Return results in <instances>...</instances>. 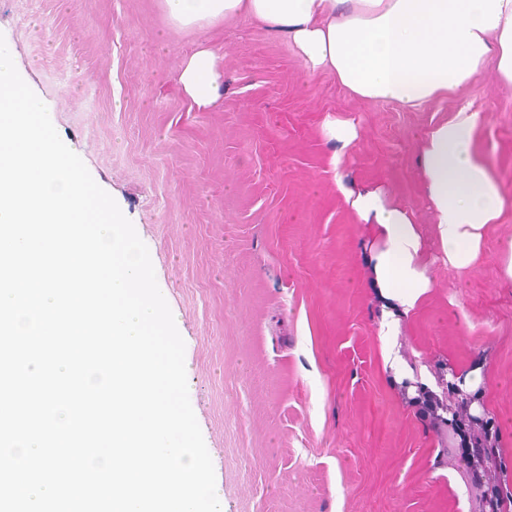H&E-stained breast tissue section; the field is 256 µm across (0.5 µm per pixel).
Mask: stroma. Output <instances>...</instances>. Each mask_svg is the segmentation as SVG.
I'll return each instance as SVG.
<instances>
[{"label": "stroma", "mask_w": 512, "mask_h": 512, "mask_svg": "<svg viewBox=\"0 0 512 512\" xmlns=\"http://www.w3.org/2000/svg\"><path fill=\"white\" fill-rule=\"evenodd\" d=\"M0 35L60 138L148 248L185 342L192 408L221 512H480L512 492V285L499 277L512 204L476 265L445 264L421 140L463 105L475 153L512 194V85L488 61L421 109L352 95L307 73L288 39L247 18L174 25L161 0H0ZM212 49L218 99L178 75ZM353 122L348 149L327 121ZM413 210L435 286L401 317L386 365L374 244L346 191ZM496 427L474 478L428 400L449 381Z\"/></svg>", "instance_id": "obj_1"}]
</instances>
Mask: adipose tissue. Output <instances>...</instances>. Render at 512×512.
<instances>
[{
	"label": "adipose tissue",
	"mask_w": 512,
	"mask_h": 512,
	"mask_svg": "<svg viewBox=\"0 0 512 512\" xmlns=\"http://www.w3.org/2000/svg\"><path fill=\"white\" fill-rule=\"evenodd\" d=\"M171 19L196 27L244 16L290 39L307 70L336 78L363 99L409 108L430 104L466 86L488 58L512 84V0H163ZM197 106L217 97L215 55L196 51L179 75ZM479 113L461 107L424 135L420 169L436 238L445 261L471 268L484 230L512 197L473 151ZM347 201L368 224L372 284L383 302L382 338L395 335L434 286L426 244L412 210L387 203L380 191Z\"/></svg>",
	"instance_id": "1"
}]
</instances>
